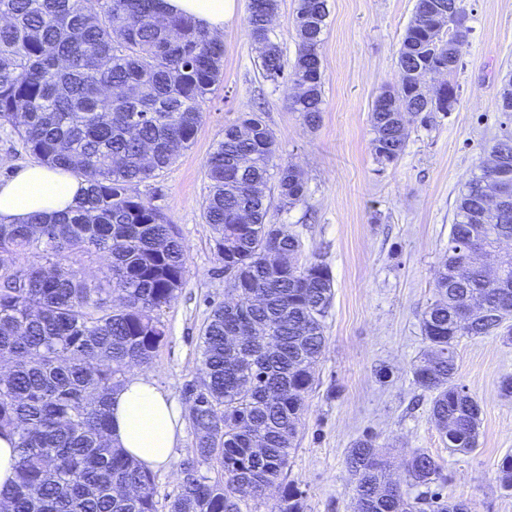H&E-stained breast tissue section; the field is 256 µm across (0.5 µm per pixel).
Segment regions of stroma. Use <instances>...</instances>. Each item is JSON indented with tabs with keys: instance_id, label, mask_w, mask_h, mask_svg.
<instances>
[{
	"instance_id": "1",
	"label": "stroma",
	"mask_w": 512,
	"mask_h": 512,
	"mask_svg": "<svg viewBox=\"0 0 512 512\" xmlns=\"http://www.w3.org/2000/svg\"><path fill=\"white\" fill-rule=\"evenodd\" d=\"M234 2L222 35L224 78L203 107L192 146L160 187H137L177 225L188 270L161 315L168 339L146 374L179 402L198 371L200 330L229 288L202 218L204 165L225 127L262 103L281 161L301 170L308 189L305 203L272 206L270 218L297 234L305 257L322 260L334 280L326 346L288 471L305 493L306 512H353L346 457L365 435L388 449L394 476L424 450L444 468L445 499L466 501L472 512H512V491L497 480L499 462L512 455V397L500 392L512 375V340L464 336L457 344L456 379L481 405L471 452L448 451L430 419L431 396L411 374L426 349L420 313L445 259L456 198L505 120L497 97L512 76V0H464L471 32L455 76L460 102L436 126L411 124L403 155L384 169L371 147V103L397 79L399 42L417 0H329L320 47L324 112L314 129L290 110L283 88L262 78L246 28L248 0Z\"/></svg>"
}]
</instances>
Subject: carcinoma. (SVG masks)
<instances>
[{
    "instance_id": "obj_1",
    "label": "carcinoma",
    "mask_w": 512,
    "mask_h": 512,
    "mask_svg": "<svg viewBox=\"0 0 512 512\" xmlns=\"http://www.w3.org/2000/svg\"><path fill=\"white\" fill-rule=\"evenodd\" d=\"M445 32H432L418 0L397 51V81L372 103V151L396 162L408 122L428 126L448 115L452 76L471 28L457 25L462 0H446ZM279 0H249L246 27L258 45L263 78L292 90L288 104L309 128L323 112V40L328 0H296L298 51L286 64L271 38ZM0 128L39 163L71 171L87 184L67 213L0 224V433L16 437L15 481L0 488V512H158L152 471L110 444V399L132 366L147 367L166 342L161 313L186 282L179 230L136 191L159 180L193 142L202 106L224 70V43L164 0H0ZM447 77L426 99L420 78ZM498 111L512 115V79ZM261 111L241 113L205 163L203 218L217 252L241 269L238 303L213 307L200 343L202 386L184 384L192 455L180 464L167 512H242L244 496L274 486L280 512H305V495L288 479L314 369L325 348L334 298L330 269L301 261V239L269 218L270 191L284 206L306 202L297 167L278 161ZM507 153L502 170L480 166L456 199L448 255L435 300L421 312L428 352L411 369L432 395L430 416L446 447L478 445L481 407L457 383L460 337L512 338V257H482L512 239V131L491 147ZM250 223H239L241 213ZM280 254L288 261L270 264ZM109 260L89 282L82 264ZM347 466L355 512H471L427 489L445 479L419 450L405 463L415 497L390 478L386 450L371 436L353 444ZM512 490V455L498 467Z\"/></svg>"
}]
</instances>
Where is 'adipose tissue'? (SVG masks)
I'll return each mask as SVG.
<instances>
[{
	"instance_id": "1",
	"label": "adipose tissue",
	"mask_w": 512,
	"mask_h": 512,
	"mask_svg": "<svg viewBox=\"0 0 512 512\" xmlns=\"http://www.w3.org/2000/svg\"><path fill=\"white\" fill-rule=\"evenodd\" d=\"M234 0H164L168 13L192 17L211 33L224 30ZM87 184L69 173L41 164L16 168L0 183V223L22 224L36 213L52 214L76 208ZM111 444L123 448L152 470L171 465L172 450L184 413L142 374L126 378L110 401Z\"/></svg>"
}]
</instances>
